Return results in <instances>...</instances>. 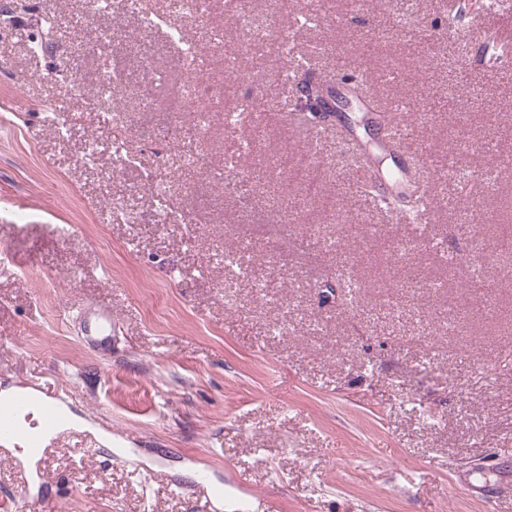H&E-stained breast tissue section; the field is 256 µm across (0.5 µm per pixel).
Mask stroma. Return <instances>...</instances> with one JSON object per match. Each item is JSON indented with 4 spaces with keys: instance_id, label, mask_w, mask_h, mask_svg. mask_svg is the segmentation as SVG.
Instances as JSON below:
<instances>
[{
    "instance_id": "obj_1",
    "label": "stroma",
    "mask_w": 512,
    "mask_h": 512,
    "mask_svg": "<svg viewBox=\"0 0 512 512\" xmlns=\"http://www.w3.org/2000/svg\"><path fill=\"white\" fill-rule=\"evenodd\" d=\"M394 0H324L319 26L295 33L313 56L311 78L340 55L370 73L378 99L407 100L417 139L405 156L466 173L481 203L480 227L455 182H434L428 223L401 224L346 194L355 162L344 123L313 141L276 112L224 134L214 114L203 149L213 167L229 146L248 194L177 179L182 148L172 117L116 97L134 162L112 156L111 128L95 113L96 42L63 36L39 54L29 44L47 16H78L82 0H27L24 24L0 36V390L40 389L101 439L119 463L62 442L33 463L42 481L18 482L16 453H0V508L27 512H512V277L503 241L512 232V55L490 60L485 36L512 38V9L462 0H414V30ZM91 27H108L117 62L139 79L140 57L183 82L224 80L225 110L254 90L287 94L275 70L241 79L200 39L201 72L177 67L164 42L115 0ZM467 82L471 98L459 104ZM288 149L323 171L318 196L291 185L303 214L284 210L276 158ZM171 187L176 223L154 224L153 192ZM362 227L361 238L336 224ZM247 248L271 270L278 302L224 274V250ZM355 257L356 295L323 306L320 286L335 255ZM411 277L399 288L395 271ZM108 308L112 346L82 342L80 308ZM482 471L492 494L475 497L457 472ZM224 489L211 503L200 478Z\"/></svg>"
}]
</instances>
